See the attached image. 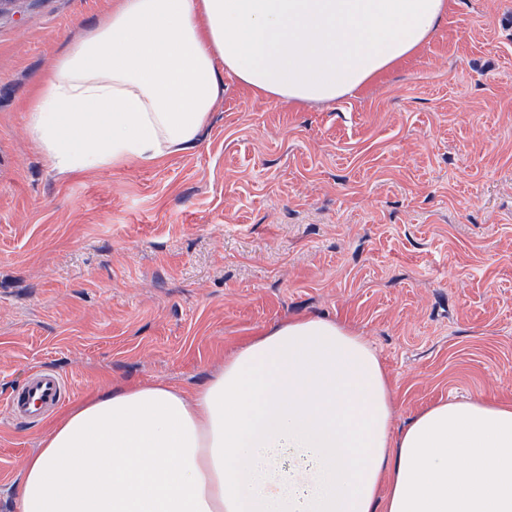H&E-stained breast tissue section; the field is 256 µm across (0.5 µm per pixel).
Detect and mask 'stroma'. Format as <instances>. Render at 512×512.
Listing matches in <instances>:
<instances>
[{
	"label": "stroma",
	"mask_w": 512,
	"mask_h": 512,
	"mask_svg": "<svg viewBox=\"0 0 512 512\" xmlns=\"http://www.w3.org/2000/svg\"><path fill=\"white\" fill-rule=\"evenodd\" d=\"M112 2L0 8V402L37 367L68 407L110 383L190 393L308 314L372 344L394 427L512 401V0H448L412 57L336 103L228 79L194 148L61 174L23 104ZM46 430L0 412V512Z\"/></svg>",
	"instance_id": "obj_1"
}]
</instances>
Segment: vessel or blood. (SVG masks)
Returning a JSON list of instances; mask_svg holds the SVG:
<instances>
[{"mask_svg":"<svg viewBox=\"0 0 512 512\" xmlns=\"http://www.w3.org/2000/svg\"><path fill=\"white\" fill-rule=\"evenodd\" d=\"M63 376L46 370H33L24 384L13 391L4 404L9 417L33 424L52 411L67 395Z\"/></svg>","mask_w":512,"mask_h":512,"instance_id":"1","label":"vessel or blood"}]
</instances>
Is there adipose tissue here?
Segmentation results:
<instances>
[{
  "label": "adipose tissue",
  "instance_id": "ef3b65f1",
  "mask_svg": "<svg viewBox=\"0 0 512 512\" xmlns=\"http://www.w3.org/2000/svg\"><path fill=\"white\" fill-rule=\"evenodd\" d=\"M447 0H116L26 110L50 167L197 145L232 78L333 103L407 59ZM375 348L342 322L270 326L193 393L107 387L57 418L18 512H512V404L452 397L394 427Z\"/></svg>",
  "mask_w": 512,
  "mask_h": 512
}]
</instances>
